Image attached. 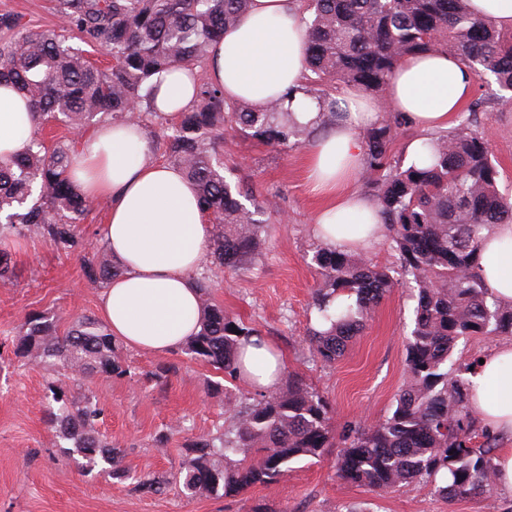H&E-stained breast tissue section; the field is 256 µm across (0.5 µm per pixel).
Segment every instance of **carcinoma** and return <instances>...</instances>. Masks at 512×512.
<instances>
[{"label":"carcinoma","mask_w":512,"mask_h":512,"mask_svg":"<svg viewBox=\"0 0 512 512\" xmlns=\"http://www.w3.org/2000/svg\"><path fill=\"white\" fill-rule=\"evenodd\" d=\"M252 0H55L61 31L37 30L13 12L0 13V84L21 91L37 125L63 122L73 137L47 145L33 136L13 160L0 163V282L15 278L9 243L38 239L65 252L80 245L90 203L69 173L80 139L97 123L144 122L156 116L153 78L175 68L208 64L213 46L251 7ZM306 19V67L300 92L315 101L320 128L336 124V86H354L384 98L401 59L444 51L474 78L493 79V101L512 99V32L476 16L468 0H300ZM112 58L102 68L89 50ZM404 121L388 112L362 133L363 185L379 207L397 268L340 248L312 256L317 281L312 309L327 328H306V342L327 364L342 358L374 309L400 285L413 288L412 327L405 344V380L390 412L362 428L333 424L328 400L299 375L281 390L254 392L225 403L227 426L185 444L183 492L237 495L270 484L290 464L320 459L341 444L337 475L383 493L423 481L449 500L483 499L495 487L496 442L477 425L469 405L471 364L453 360L460 342L475 336H512V304L491 297L479 274L483 233L512 223V200L499 189V171L486 136L462 115L450 131L429 138L432 162L406 167L394 153ZM315 129L298 124L276 99L263 107L228 102L224 88L197 84L191 108L161 129L169 164L196 188L213 232L212 265L237 273L253 264L266 243L260 216L275 207L225 171L228 133L275 148L300 146ZM85 276L107 286L123 269L107 247L85 259ZM201 329L182 348L232 383L240 380L245 340L255 326L210 301V283L198 280ZM29 314L17 327L14 354L52 363L75 376H123L112 334L95 316ZM49 413L57 447L78 456L83 469L122 477L121 451L100 434L103 408L93 396L67 398L52 382Z\"/></svg>","instance_id":"carcinoma-1"}]
</instances>
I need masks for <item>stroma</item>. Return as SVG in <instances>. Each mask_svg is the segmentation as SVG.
Listing matches in <instances>:
<instances>
[{"instance_id": "obj_1", "label": "stroma", "mask_w": 512, "mask_h": 512, "mask_svg": "<svg viewBox=\"0 0 512 512\" xmlns=\"http://www.w3.org/2000/svg\"><path fill=\"white\" fill-rule=\"evenodd\" d=\"M477 128L491 143L499 188L512 196V107L485 103ZM230 165L258 195H275L279 208L268 216L261 257L230 275L203 267L211 296L225 310L251 321L276 344L289 372L303 374L328 398L335 421L371 427L385 418L403 382L405 336L414 301L403 285L386 297L345 357L328 365L305 341L314 315L315 286L309 258L319 241L313 234L320 198L312 192L307 147L277 149L249 139L230 143ZM107 201L94 202L82 225L84 247L67 253L41 241L12 249L18 278L0 285V512H512V493L491 499L451 502L433 486L413 484L375 495L336 474L334 456L304 460L269 485H255L235 496L189 499L171 477L180 471L186 439L222 430L224 395L213 390L220 376L181 353L148 354L117 344L125 375L97 373L87 378L50 365H34L13 353V329L31 312L98 314L100 289L83 272L85 256L102 246ZM167 378H157L161 367ZM67 383L72 400L96 396L105 407L99 425L120 448L131 479L119 481L87 473L55 447L48 424L53 406L47 385ZM169 433L165 447L154 438ZM166 476L158 494L137 489L136 480Z\"/></svg>"}]
</instances>
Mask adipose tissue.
I'll return each mask as SVG.
<instances>
[{
	"mask_svg": "<svg viewBox=\"0 0 512 512\" xmlns=\"http://www.w3.org/2000/svg\"><path fill=\"white\" fill-rule=\"evenodd\" d=\"M305 34L298 0H253L215 45L207 76L223 86L227 99L266 105L300 84ZM195 80L179 68L163 76L156 91L160 118L192 105ZM471 90L470 75L455 58L425 52L402 60L386 101L412 126L432 133L447 129ZM336 109L335 125L308 153L312 188L324 200L315 233L325 246L365 252L383 238L384 228L376 203L350 184L362 172L360 135L380 120V108L349 87L337 96ZM36 123L27 100L14 87L0 86V162L20 151ZM70 175L89 200L109 203L102 235L123 272L102 292L100 311L113 337L145 352L180 350L201 328L197 273L212 236L194 186L179 168L152 159L148 135L134 122H105L84 135ZM479 269L489 293L512 303V223L486 232ZM243 364L244 379L255 389L275 388L283 372L280 353L262 336L247 343ZM468 378L474 411L505 442L495 458L496 485L512 493V342L484 354Z\"/></svg>",
	"mask_w": 512,
	"mask_h": 512,
	"instance_id": "adipose-tissue-1",
	"label": "adipose tissue"
}]
</instances>
